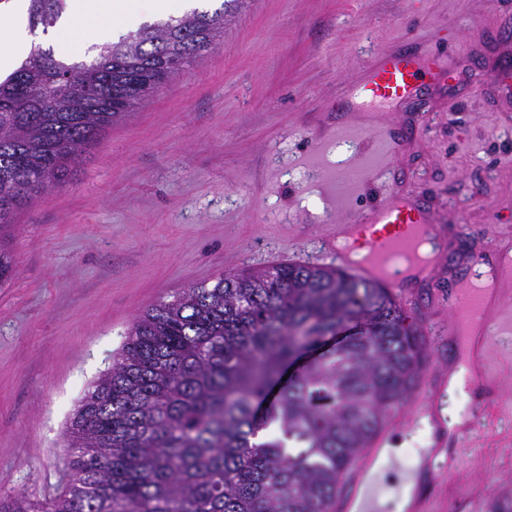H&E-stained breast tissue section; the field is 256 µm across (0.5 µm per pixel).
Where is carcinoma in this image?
<instances>
[{
    "instance_id": "obj_1",
    "label": "carcinoma",
    "mask_w": 512,
    "mask_h": 512,
    "mask_svg": "<svg viewBox=\"0 0 512 512\" xmlns=\"http://www.w3.org/2000/svg\"><path fill=\"white\" fill-rule=\"evenodd\" d=\"M244 2L145 22L86 59L38 44L0 79V284L15 267L4 231L16 212L204 58ZM66 6L29 0V26L48 30ZM422 356L392 293L333 266L281 263L192 285L134 321L81 399L64 487L42 501L1 496L0 512H329Z\"/></svg>"
}]
</instances>
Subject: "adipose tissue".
<instances>
[{
    "mask_svg": "<svg viewBox=\"0 0 512 512\" xmlns=\"http://www.w3.org/2000/svg\"><path fill=\"white\" fill-rule=\"evenodd\" d=\"M65 14L49 33L30 30L22 0H17L8 15L0 17V42L11 53L0 58V66L10 67L25 56L32 43L50 44L56 57L77 58L89 46L117 40L119 35L133 27L122 8L124 0H67Z\"/></svg>",
    "mask_w": 512,
    "mask_h": 512,
    "instance_id": "ef3b65f1",
    "label": "adipose tissue"
}]
</instances>
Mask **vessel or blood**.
I'll use <instances>...</instances> for the list:
<instances>
[{
    "label": "vessel or blood",
    "mask_w": 512,
    "mask_h": 512,
    "mask_svg": "<svg viewBox=\"0 0 512 512\" xmlns=\"http://www.w3.org/2000/svg\"><path fill=\"white\" fill-rule=\"evenodd\" d=\"M450 69V63L426 52L380 54L367 67L355 93L371 100L399 102L411 95L419 81H446ZM436 233L431 215L412 197L389 186L354 223L335 226L328 237L327 253L336 267L359 280L389 288L400 309L408 313L413 300L406 284L430 266L428 260L418 257V245ZM473 270L478 274L476 282L449 299L447 320L435 325L431 334L438 343L459 337L465 350L476 357L477 364L467 381L481 396L498 385V376L487 361L489 349L497 346L504 355L512 354V306L507 303L512 297V246L491 238L475 256ZM447 386L446 374L435 371L432 384L416 386L404 408L390 411L385 428L345 471L351 491L337 497L332 504L334 512H381L384 486L376 468L389 429L398 423L403 411L436 428L433 447L419 451V470L434 482L455 470L458 457L448 453L446 446L469 433L475 420L470 417L464 424L446 425L439 397ZM399 492L407 498L405 512H433L434 494L406 483Z\"/></svg>",
    "instance_id": "obj_1"
}]
</instances>
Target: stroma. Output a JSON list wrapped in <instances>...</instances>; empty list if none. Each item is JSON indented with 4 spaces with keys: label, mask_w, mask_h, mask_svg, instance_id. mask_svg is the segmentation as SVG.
Returning a JSON list of instances; mask_svg holds the SVG:
<instances>
[{
    "label": "stroma",
    "mask_w": 512,
    "mask_h": 512,
    "mask_svg": "<svg viewBox=\"0 0 512 512\" xmlns=\"http://www.w3.org/2000/svg\"><path fill=\"white\" fill-rule=\"evenodd\" d=\"M453 57L407 102L340 96L382 52ZM512 0H247L224 40L89 147L76 174L15 217L0 286V492L61 490L67 426L150 306L220 274L327 264L331 225L371 207L378 161L441 224L413 285L425 332L469 283L482 233L512 238ZM392 126L394 153L359 128ZM498 411L463 438L437 512L512 496V365L492 354ZM389 478H418L425 425L399 426Z\"/></svg>",
    "instance_id": "1"
}]
</instances>
